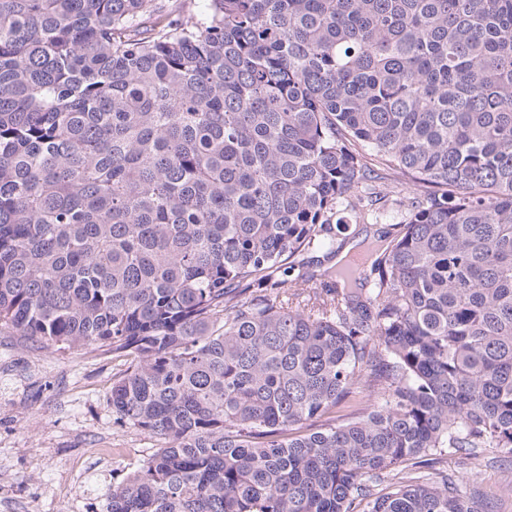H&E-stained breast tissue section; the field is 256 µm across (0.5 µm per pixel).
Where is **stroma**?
I'll return each mask as SVG.
<instances>
[{
	"label": "stroma",
	"instance_id": "obj_1",
	"mask_svg": "<svg viewBox=\"0 0 512 512\" xmlns=\"http://www.w3.org/2000/svg\"><path fill=\"white\" fill-rule=\"evenodd\" d=\"M119 362L94 348L55 351L0 325V512H106L113 483L149 453L148 434L116 424L108 397ZM438 468L488 512H512V456L477 451Z\"/></svg>",
	"mask_w": 512,
	"mask_h": 512
}]
</instances>
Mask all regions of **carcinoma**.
Instances as JSON below:
<instances>
[{
	"mask_svg": "<svg viewBox=\"0 0 512 512\" xmlns=\"http://www.w3.org/2000/svg\"><path fill=\"white\" fill-rule=\"evenodd\" d=\"M0 323L121 362L107 512H485L425 468L512 455V0H0ZM343 215L347 216V222L349 224V230L347 233L344 234V235H348L345 239V245L348 243L349 240H350V245L348 247H346L345 251L336 260V262L343 260L345 258V256L348 254V252L355 250V248L358 247V244L361 241V240H357L351 244L352 240L358 239L356 237H359L360 235H362L364 233L369 234L373 228H377V230H385V231L389 229L392 232V234H395V232L398 230V228L396 226H391L393 223L397 222L396 219L393 220L392 218H386V219L383 218L381 220H378V222H375V221L367 222V221H362L359 219L356 220V218L352 214H343ZM353 238H356V239H353ZM345 245H344V247H345Z\"/></svg>",
	"mask_w": 512,
	"mask_h": 512,
	"instance_id": "1",
	"label": "carcinoma"
}]
</instances>
